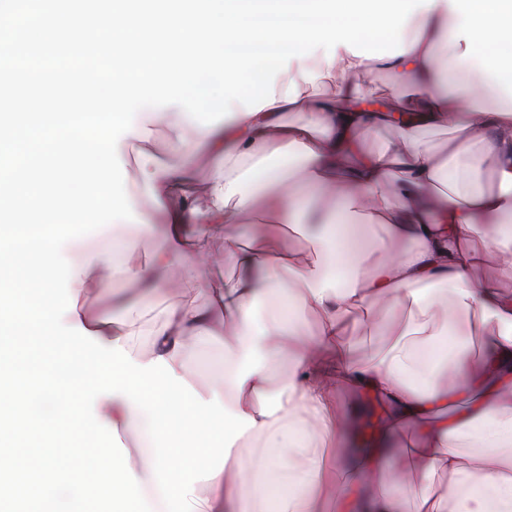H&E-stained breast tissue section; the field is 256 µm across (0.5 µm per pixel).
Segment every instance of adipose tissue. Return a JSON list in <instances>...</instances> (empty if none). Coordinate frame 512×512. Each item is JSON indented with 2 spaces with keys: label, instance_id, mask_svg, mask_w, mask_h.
I'll list each match as a JSON object with an SVG mask.
<instances>
[{
  "label": "adipose tissue",
  "instance_id": "adipose-tissue-1",
  "mask_svg": "<svg viewBox=\"0 0 512 512\" xmlns=\"http://www.w3.org/2000/svg\"><path fill=\"white\" fill-rule=\"evenodd\" d=\"M512 30V0H434L415 10L402 35L404 52L388 65L411 89L395 99L408 123L400 143L371 152L362 134L389 126L388 113L347 106L377 65L337 46L333 61L323 51L292 60L274 87L275 102L246 112L232 102V117L220 127L198 132L197 159L212 163L205 194L186 192L190 173L182 165L145 156L139 177L165 222L164 243L152 255L156 272L181 263L190 271L208 270L209 240L224 235V253L259 269L261 279L226 281L207 308L170 307L155 332V352L177 376H185L191 352L220 340L245 358L253 342L252 304L257 295L270 303L285 299L312 305L323 318L306 331L289 317L270 320L263 333L264 362L254 368L225 369L221 381L198 387L202 399L219 396L229 411L254 419L231 448L214 479L192 496L194 512H512V461L501 450L512 447V225L482 224L479 215L512 216V106L485 109V97L502 92L501 70H512V53L487 59L461 47L463 32L493 44ZM339 72L340 102L315 99L302 86L316 74ZM297 120H287V113ZM448 127L456 138L451 158L438 159L415 139L416 128ZM255 154L274 193L265 206V224L249 239L235 226L253 199L236 159ZM302 156L307 185L328 207L307 240L314 259L298 254L279 230L299 203V187L286 174L267 168V156ZM488 167L499 191H465L468 170ZM381 224L385 235L364 247L358 230ZM497 275L473 281L477 266ZM347 268L351 282L334 273ZM480 337L484 355L454 359L451 382L431 381L418 389L417 361L427 359L451 329L450 322L429 328L427 318L442 294ZM407 306L409 318L386 324L390 338L368 365L351 361V349L338 345L355 310L370 307L371 295ZM63 324L85 328L105 346L127 341L130 324H116L76 307ZM288 360L293 373L279 390L268 380L275 364ZM349 389L382 405L383 429L391 434L419 431L400 457L408 477L407 494L382 492L378 460L353 459L350 484L333 483L339 467V437L352 421L337 393ZM99 421L127 433L146 419L125 397H99ZM487 457L480 474L463 469L455 451L461 433ZM447 474L440 484L439 474Z\"/></svg>",
  "mask_w": 512,
  "mask_h": 512
}]
</instances>
